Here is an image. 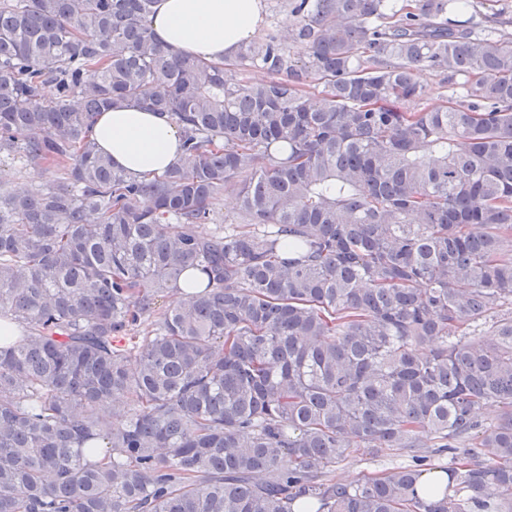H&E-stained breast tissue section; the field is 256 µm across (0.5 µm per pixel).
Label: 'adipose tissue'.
<instances>
[{"mask_svg":"<svg viewBox=\"0 0 512 512\" xmlns=\"http://www.w3.org/2000/svg\"><path fill=\"white\" fill-rule=\"evenodd\" d=\"M262 0H158L151 19L156 41L170 53L212 63L234 58L262 20ZM89 137L114 166L157 175L175 166L183 133L165 113L115 108L95 115Z\"/></svg>","mask_w":512,"mask_h":512,"instance_id":"obj_1","label":"adipose tissue"}]
</instances>
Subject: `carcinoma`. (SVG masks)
Instances as JSON below:
<instances>
[{
    "label": "carcinoma",
    "instance_id": "cac0c4a2",
    "mask_svg": "<svg viewBox=\"0 0 512 512\" xmlns=\"http://www.w3.org/2000/svg\"><path fill=\"white\" fill-rule=\"evenodd\" d=\"M155 3L0 0V154L65 164L0 196V512H512V34L288 0V43L216 64ZM423 71L465 93L415 107ZM115 105L170 113L180 163L114 167ZM377 448L413 464L332 476Z\"/></svg>",
    "mask_w": 512,
    "mask_h": 512
}]
</instances>
